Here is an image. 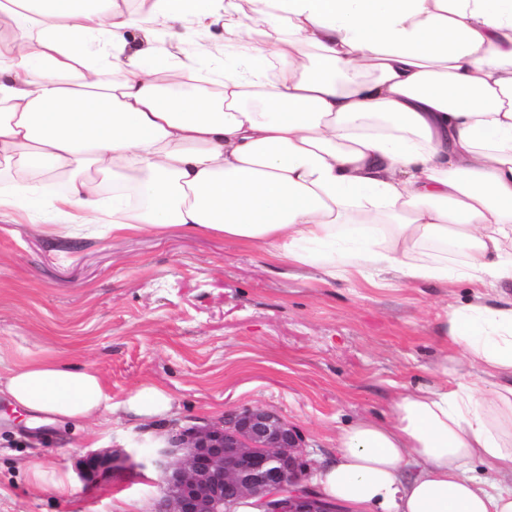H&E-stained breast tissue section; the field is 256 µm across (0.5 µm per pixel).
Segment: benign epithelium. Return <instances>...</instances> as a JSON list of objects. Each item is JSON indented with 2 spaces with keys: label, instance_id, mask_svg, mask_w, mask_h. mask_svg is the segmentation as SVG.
I'll use <instances>...</instances> for the list:
<instances>
[{
  "label": "benign epithelium",
  "instance_id": "obj_1",
  "mask_svg": "<svg viewBox=\"0 0 512 512\" xmlns=\"http://www.w3.org/2000/svg\"><path fill=\"white\" fill-rule=\"evenodd\" d=\"M92 482L119 469L115 456L90 453L81 461ZM164 470L153 512H224L230 500L258 499L263 512H341L340 506L302 484V438L279 413L256 407L218 423L170 432L156 449Z\"/></svg>",
  "mask_w": 512,
  "mask_h": 512
}]
</instances>
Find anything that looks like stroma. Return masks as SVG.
Listing matches in <instances>:
<instances>
[{
    "mask_svg": "<svg viewBox=\"0 0 512 512\" xmlns=\"http://www.w3.org/2000/svg\"><path fill=\"white\" fill-rule=\"evenodd\" d=\"M472 296L461 281L334 280L175 227L115 236L103 224H56L45 209L0 223V373L51 354L96 372L119 405L152 383L172 398L147 427L119 408L105 425L35 428L0 398V512L151 506L162 491L152 451L171 427L251 407L296 427L316 482L338 427L389 422L400 393L441 382L442 316ZM95 450L120 455L121 468L91 488L81 460ZM33 453L71 473L70 496L29 483Z\"/></svg>",
    "mask_w": 512,
    "mask_h": 512,
    "instance_id": "obj_1",
    "label": "stroma"
}]
</instances>
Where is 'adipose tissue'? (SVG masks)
Masks as SVG:
<instances>
[{"instance_id":"ef3b65f1","label":"adipose tissue","mask_w":512,"mask_h":512,"mask_svg":"<svg viewBox=\"0 0 512 512\" xmlns=\"http://www.w3.org/2000/svg\"><path fill=\"white\" fill-rule=\"evenodd\" d=\"M139 2L0 0V221L47 207L479 288L444 317L460 370L340 428L319 483L351 512H512V0ZM219 21L224 68L205 71L190 45ZM0 393L31 424L114 409L48 355Z\"/></svg>"}]
</instances>
